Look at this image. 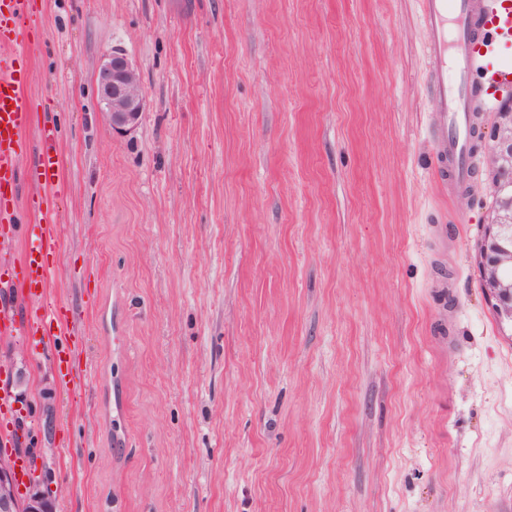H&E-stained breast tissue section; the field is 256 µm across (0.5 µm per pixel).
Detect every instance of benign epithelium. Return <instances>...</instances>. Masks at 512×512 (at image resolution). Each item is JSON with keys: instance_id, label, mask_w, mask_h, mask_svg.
Returning <instances> with one entry per match:
<instances>
[{"instance_id": "1", "label": "benign epithelium", "mask_w": 512, "mask_h": 512, "mask_svg": "<svg viewBox=\"0 0 512 512\" xmlns=\"http://www.w3.org/2000/svg\"><path fill=\"white\" fill-rule=\"evenodd\" d=\"M97 83L112 131L134 132L145 97L137 70L123 50L114 48L104 56ZM483 142L491 202L479 248L482 288L500 323L512 329V279L507 276L512 270V97L502 103L490 132L483 133ZM42 482L40 475L30 477L25 493L19 494V457L0 455V512H53Z\"/></svg>"}]
</instances>
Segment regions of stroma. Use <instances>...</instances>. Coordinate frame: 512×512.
Here are the masks:
<instances>
[{
	"mask_svg": "<svg viewBox=\"0 0 512 512\" xmlns=\"http://www.w3.org/2000/svg\"><path fill=\"white\" fill-rule=\"evenodd\" d=\"M430 38L419 0H40L24 136L53 130L64 202L44 297L0 289V365L54 512H512V331L482 174L435 178ZM115 48L128 135L97 93ZM43 302L67 330L27 335ZM102 113L112 131L134 132L145 109V97L136 68L119 48L104 56L97 74Z\"/></svg>",
	"mask_w": 512,
	"mask_h": 512,
	"instance_id": "35a3bbf8",
	"label": "stroma"
}]
</instances>
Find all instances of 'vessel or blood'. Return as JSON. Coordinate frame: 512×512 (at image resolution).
I'll use <instances>...</instances> for the list:
<instances>
[{
	"label": "vessel or blood",
	"mask_w": 512,
	"mask_h": 512,
	"mask_svg": "<svg viewBox=\"0 0 512 512\" xmlns=\"http://www.w3.org/2000/svg\"><path fill=\"white\" fill-rule=\"evenodd\" d=\"M424 25L431 32L426 58L439 92V128L436 153L440 183L466 182L470 174V138L489 111L490 98L469 91L471 76L486 88H512V51L503 46L512 38V0H420ZM33 17L32 0H0V46L26 36ZM28 73L14 59L0 56V237H6L4 221L12 209L17 189L16 157L27 143L24 130L32 111L23 91ZM58 156L49 131L41 133V148L34 175L51 181ZM19 265L29 290L45 289L53 266L48 260L47 240L32 230L23 241ZM62 308H41L27 322L30 336L46 335L61 324Z\"/></svg>",
	"instance_id": "b4317fda"
}]
</instances>
